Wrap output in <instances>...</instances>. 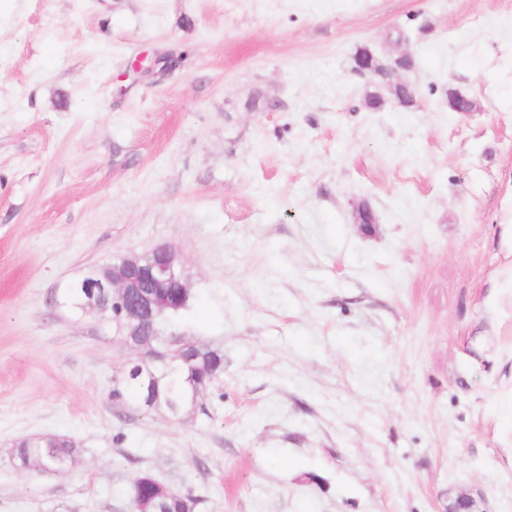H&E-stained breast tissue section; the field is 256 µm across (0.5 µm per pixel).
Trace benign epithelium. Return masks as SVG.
<instances>
[{"label":"benign epithelium","instance_id":"1","mask_svg":"<svg viewBox=\"0 0 512 512\" xmlns=\"http://www.w3.org/2000/svg\"><path fill=\"white\" fill-rule=\"evenodd\" d=\"M383 69L385 66L372 54L357 58L353 67L357 73L370 74ZM382 88L400 104L414 97L412 85L391 73L386 74ZM86 292L83 310L102 312L101 297L110 294L112 302L119 305L124 335L141 336L148 331L155 336L156 319L165 309L182 306L188 284L177 252L159 246L145 257L126 258L111 266L102 279L86 285Z\"/></svg>","mask_w":512,"mask_h":512}]
</instances>
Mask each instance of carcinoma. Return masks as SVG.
<instances>
[{"label":"carcinoma","instance_id":"carcinoma-1","mask_svg":"<svg viewBox=\"0 0 512 512\" xmlns=\"http://www.w3.org/2000/svg\"><path fill=\"white\" fill-rule=\"evenodd\" d=\"M107 266H97L65 288L59 302L72 312H80L86 289L81 283L100 277ZM153 345L158 359L150 364L132 363L122 376L121 385L112 393L118 401L134 400L150 408L162 407L180 414L191 402L197 385L212 386L224 373V353L208 344L184 335L160 336ZM21 464L41 459L55 468L76 465L80 449L76 441L63 434L30 436L16 443Z\"/></svg>","mask_w":512,"mask_h":512}]
</instances>
